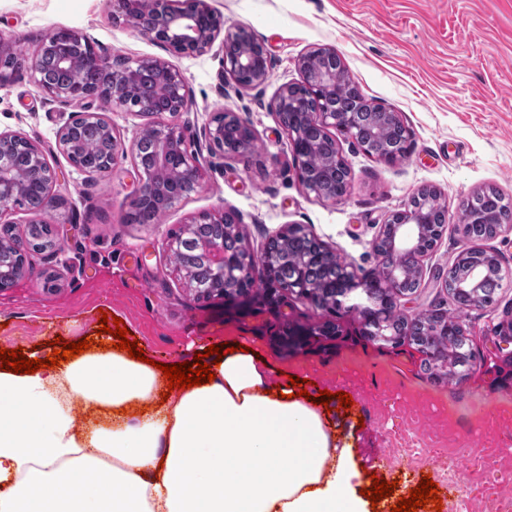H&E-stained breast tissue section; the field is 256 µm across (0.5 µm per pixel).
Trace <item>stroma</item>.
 Returning a JSON list of instances; mask_svg holds the SVG:
<instances>
[{
    "label": "stroma",
    "instance_id": "stroma-1",
    "mask_svg": "<svg viewBox=\"0 0 512 512\" xmlns=\"http://www.w3.org/2000/svg\"><path fill=\"white\" fill-rule=\"evenodd\" d=\"M225 20L248 26L265 43L271 75L261 87L239 88L224 71L219 48L196 56L162 45L115 22V0H0V37L34 52L52 29H70L99 52L136 62L161 58L185 76L192 111L176 121L203 166L201 186L176 201L157 224H130L132 151L148 119L113 109L105 118L126 150L112 172L91 175L60 149L58 128L77 103L47 96L29 71L0 87V131L35 144L64 180L43 218L58 244L28 254L30 274L0 290V349L25 357L52 356L51 342H79L99 333L101 315L117 316L157 362L192 361L209 346L251 348L269 364L273 382L308 390L312 401L330 391L329 409L352 445L354 489L373 475L394 483L374 512H391L423 478L454 486L441 509L425 512H512V356L497 349L498 332L512 320V281L493 303L462 316L471 354L461 376L425 373L424 356L410 342L368 340L352 293V310L315 308L290 294L280 307L256 298L236 308L206 300L175 266L174 241L192 217L235 212L243 246L258 254L291 224L338 253L349 271L377 269L373 241L391 212L425 187L448 201V223L424 259L421 286L397 303L414 316L456 305L444 282L457 255L478 247L512 269V231L475 241L458 231V206L494 188L512 205V0H209ZM336 49L348 78L367 103L399 114L409 132L408 154L389 165L345 136L339 147L350 189L326 200L300 182L287 136L272 107L278 88L301 81V57ZM237 113L255 132L250 162L223 156L202 135L213 112ZM334 323L336 339L287 350L283 323ZM350 395L341 405L339 392Z\"/></svg>",
    "mask_w": 512,
    "mask_h": 512
}]
</instances>
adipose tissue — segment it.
I'll use <instances>...</instances> for the list:
<instances>
[{
	"instance_id": "1",
	"label": "adipose tissue",
	"mask_w": 512,
	"mask_h": 512,
	"mask_svg": "<svg viewBox=\"0 0 512 512\" xmlns=\"http://www.w3.org/2000/svg\"><path fill=\"white\" fill-rule=\"evenodd\" d=\"M267 368L232 352L169 395L113 348L0 367V512H367L326 415Z\"/></svg>"
}]
</instances>
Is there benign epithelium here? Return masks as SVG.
Instances as JSON below:
<instances>
[{
  "instance_id": "1",
  "label": "benign epithelium",
  "mask_w": 512,
  "mask_h": 512,
  "mask_svg": "<svg viewBox=\"0 0 512 512\" xmlns=\"http://www.w3.org/2000/svg\"><path fill=\"white\" fill-rule=\"evenodd\" d=\"M120 17L125 24L134 28L142 36L159 43L170 52L178 55H198L219 44L224 53V70L234 82L246 89L264 85L271 72V60L265 46L256 38L253 31L243 25L229 24L224 16L215 11L208 0H183L182 5L173 6L171 0H119ZM55 50L58 66L71 73V78L57 83H48L43 76V55ZM321 57L331 66L317 70L310 67L314 53H308L300 60L303 80L299 83L282 85L274 99L277 113L288 111L291 93L295 92L314 100L317 112L303 113L304 123L319 128L325 133L337 129L354 139L361 147H366L361 133L357 131L349 114L332 112L328 108L329 97L336 92V68L341 61L333 48L318 50ZM28 69L38 86L50 97L85 101L89 110L69 119L57 131V139L62 151L70 161H75L81 152L82 144L78 131L83 125L104 127L108 138V153L96 164L80 165L89 174H101L112 169L121 150V143L112 134V128L104 118V113L115 107L130 108L139 94L137 77L144 68L157 79L155 94L169 103V114L175 116L189 112L193 103L189 87L183 73L161 59H144L131 65L130 62L112 60L97 51L88 40L70 29L49 31L39 49L30 56H19L12 43L0 40V85L8 82L21 69ZM236 127L241 143L237 150L225 153L227 157L246 156L253 145V130L235 113L219 111L214 113L203 127L204 137L219 150H224V125ZM156 147L153 167L146 168L135 163L138 182L133 192L131 208L154 203L158 207L157 216H162L172 204L201 185L202 165L198 158L188 152L186 136L178 124H165L154 128ZM288 149L297 164L298 175L304 187L315 193L316 186L309 179L310 168L306 163V143L303 128H285ZM25 146L32 160L41 168L42 183L30 186L9 164L8 157L14 148ZM59 177L44 158L43 153L30 141L17 135L0 132V216L11 207L20 204V195L31 188L44 192L50 202H55L50 194ZM490 238L512 230V208L506 207L499 219L488 220ZM0 226V288H8L22 278L28 268L27 255L14 248L11 240ZM188 235V248L201 255L215 273V282L210 285L195 284L197 292L206 297L228 299L243 288H251L255 283L256 262H261L266 282L271 285L267 292L281 291L295 293L320 308L319 287L300 282L282 285L272 278L275 257L264 251L260 260L245 249L233 258L224 255V241L199 238ZM439 241L433 226L426 223L419 209L407 205L403 210L388 215L374 239L373 247L379 258V286L392 296L403 298L399 288L402 282L411 277H422L421 258L433 250ZM484 277L480 268L473 269L469 276L458 283V288L472 295V304L482 305L479 286ZM290 339L310 341L316 337H334L336 331L330 325L309 328H290Z\"/></svg>"
}]
</instances>
